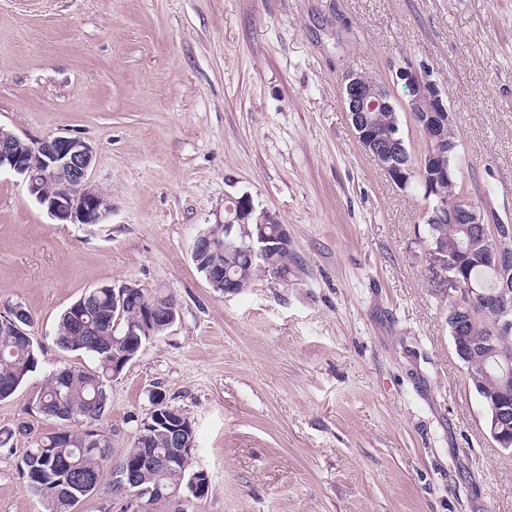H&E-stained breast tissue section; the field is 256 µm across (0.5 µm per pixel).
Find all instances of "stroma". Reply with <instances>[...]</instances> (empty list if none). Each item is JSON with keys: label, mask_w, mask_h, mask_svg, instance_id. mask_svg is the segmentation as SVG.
<instances>
[{"label": "stroma", "mask_w": 512, "mask_h": 512, "mask_svg": "<svg viewBox=\"0 0 512 512\" xmlns=\"http://www.w3.org/2000/svg\"><path fill=\"white\" fill-rule=\"evenodd\" d=\"M408 64L455 113L464 195L512 224V0H0V127L90 141L112 202L103 223L60 224L0 173V315L27 310L39 360L0 400V512H46L19 472L55 426L33 398L96 365L57 345L60 314L128 282L177 318L109 383L98 427L121 456L163 389L210 479L186 512H512L429 202L360 147L342 99L362 67L406 101ZM230 197L287 225V279L227 296L197 271L192 240Z\"/></svg>", "instance_id": "1"}]
</instances>
